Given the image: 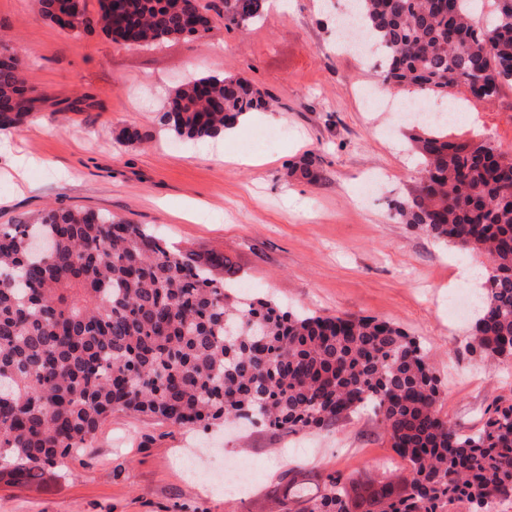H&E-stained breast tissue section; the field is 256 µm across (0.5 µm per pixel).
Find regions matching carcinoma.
Returning <instances> with one entry per match:
<instances>
[{
    "instance_id": "carcinoma-1",
    "label": "carcinoma",
    "mask_w": 512,
    "mask_h": 512,
    "mask_svg": "<svg viewBox=\"0 0 512 512\" xmlns=\"http://www.w3.org/2000/svg\"><path fill=\"white\" fill-rule=\"evenodd\" d=\"M40 15L75 36L97 24L98 0H38ZM238 29L267 0H222ZM362 31L385 53L383 82L488 103L512 87V0H354ZM199 0H123L125 45L187 36ZM22 61L0 55V132L40 111ZM244 77L208 75L171 90L160 131L214 139L269 108ZM446 122L417 125L422 158L413 192L389 203L402 224L471 257L487 258L480 310L465 349L512 364V154L489 139L454 142ZM290 174L318 178L315 159ZM53 242L42 260L28 238ZM233 262L171 249L141 224L78 209H49L31 224L0 226V468L28 481L88 447L115 411L194 430L258 422L285 434L329 433L354 414L377 419L410 468L408 491L381 474L365 512H498L512 502V398L488 406L477 432L441 411L443 382L420 342L376 317L300 314L235 295ZM278 512H354L358 486L338 472H288Z\"/></svg>"
}]
</instances>
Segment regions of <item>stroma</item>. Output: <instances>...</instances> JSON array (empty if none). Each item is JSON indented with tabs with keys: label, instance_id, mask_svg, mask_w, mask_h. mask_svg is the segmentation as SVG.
Returning a JSON list of instances; mask_svg holds the SVG:
<instances>
[{
	"label": "stroma",
	"instance_id": "obj_1",
	"mask_svg": "<svg viewBox=\"0 0 512 512\" xmlns=\"http://www.w3.org/2000/svg\"><path fill=\"white\" fill-rule=\"evenodd\" d=\"M204 38L151 48L113 43L101 30L73 36L38 14L37 0H0V29L25 63L44 110L0 137V224L44 209L111 214L148 225L175 249L229 256L252 295L307 313L375 316L423 344L446 378L442 411L471 432L495 397H512V368L492 370L463 350L474 315L448 312L460 255L392 219L389 200L407 196L422 169L399 112L369 107L380 80L368 55L336 45V0L268 6L247 30L209 11ZM242 75L278 101L249 114L233 137L188 143L161 133L169 92L201 75ZM452 140L480 135L512 152V87L488 104L465 98ZM150 132L126 142L124 129ZM280 132L258 162L236 164L256 129ZM310 182L290 175L305 156ZM377 420L356 414L335 432L288 436L262 427L200 432L117 411L89 455L34 483L0 473V512H272L288 469L360 477L392 466ZM245 465L228 488L224 465Z\"/></svg>",
	"mask_w": 512,
	"mask_h": 512
}]
</instances>
